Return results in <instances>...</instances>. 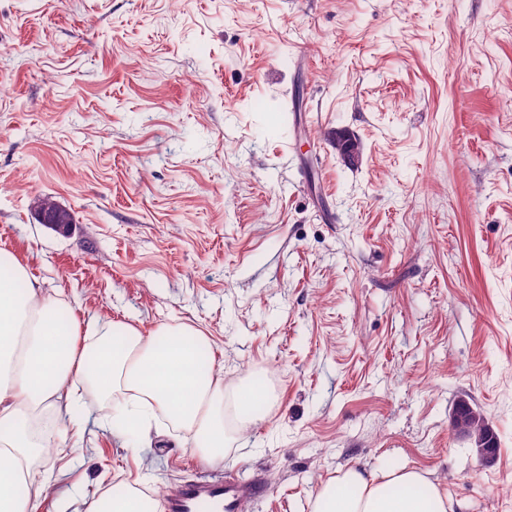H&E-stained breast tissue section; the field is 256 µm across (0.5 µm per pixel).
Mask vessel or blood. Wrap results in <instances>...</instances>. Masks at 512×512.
I'll return each mask as SVG.
<instances>
[{
	"mask_svg": "<svg viewBox=\"0 0 512 512\" xmlns=\"http://www.w3.org/2000/svg\"><path fill=\"white\" fill-rule=\"evenodd\" d=\"M262 480H242L232 474L187 479L161 500L163 512H240L245 500L265 495Z\"/></svg>",
	"mask_w": 512,
	"mask_h": 512,
	"instance_id": "obj_1",
	"label": "vessel or blood"
}]
</instances>
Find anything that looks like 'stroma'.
<instances>
[{
	"label": "stroma",
	"mask_w": 512,
	"mask_h": 512,
	"mask_svg": "<svg viewBox=\"0 0 512 512\" xmlns=\"http://www.w3.org/2000/svg\"><path fill=\"white\" fill-rule=\"evenodd\" d=\"M0 85V250L77 324H184L226 387L263 374L219 467L267 483L249 512H310L351 467L512 512V0H0ZM102 405L37 460L42 512L211 472L163 428L125 446ZM53 206L54 211L52 213H48L46 209L37 208L38 221L57 233H69L72 227V221L68 218L69 212L57 202ZM476 414L473 408L469 411L467 406L458 407L451 415V427L469 441L480 461L490 462L495 455L492 439L494 431L488 420L485 425H478L474 421Z\"/></svg>",
	"instance_id": "obj_1"
}]
</instances>
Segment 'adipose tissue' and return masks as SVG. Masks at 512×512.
Returning a JSON list of instances; mask_svg holds the SVG:
<instances>
[{
  "label": "adipose tissue",
  "instance_id": "ef3b65f1",
  "mask_svg": "<svg viewBox=\"0 0 512 512\" xmlns=\"http://www.w3.org/2000/svg\"><path fill=\"white\" fill-rule=\"evenodd\" d=\"M64 300L44 294L0 254V512H41L49 478L36 457L53 436L82 437L83 395L111 399L107 424L138 441L159 423L183 433L207 462L224 460L243 430L264 418L269 387L247 381L232 397L214 366L200 367L206 336L192 327L151 334L91 320L61 321ZM420 472L344 470L323 483L311 512H463Z\"/></svg>",
  "mask_w": 512,
  "mask_h": 512
}]
</instances>
